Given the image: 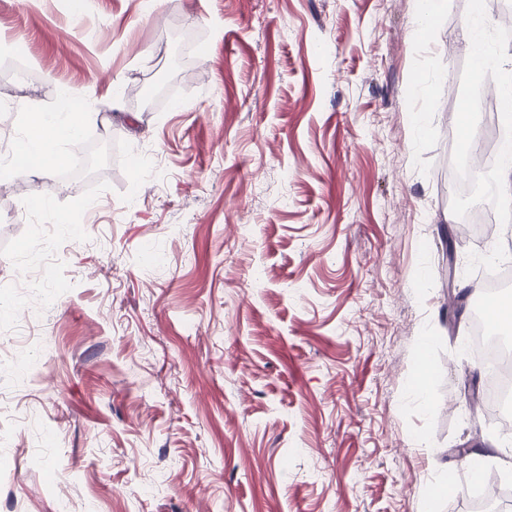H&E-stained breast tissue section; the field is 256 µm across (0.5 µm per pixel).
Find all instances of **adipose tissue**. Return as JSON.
Returning <instances> with one entry per match:
<instances>
[{
    "mask_svg": "<svg viewBox=\"0 0 512 512\" xmlns=\"http://www.w3.org/2000/svg\"><path fill=\"white\" fill-rule=\"evenodd\" d=\"M29 133L14 145V154L23 160L31 174L44 176L60 159L58 144L76 143L82 130V119L76 112H49L34 109L28 114Z\"/></svg>",
    "mask_w": 512,
    "mask_h": 512,
    "instance_id": "1",
    "label": "adipose tissue"
}]
</instances>
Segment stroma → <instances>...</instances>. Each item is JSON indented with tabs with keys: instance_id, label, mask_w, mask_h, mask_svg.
<instances>
[{
	"instance_id": "stroma-1",
	"label": "stroma",
	"mask_w": 512,
	"mask_h": 512,
	"mask_svg": "<svg viewBox=\"0 0 512 512\" xmlns=\"http://www.w3.org/2000/svg\"><path fill=\"white\" fill-rule=\"evenodd\" d=\"M473 0H0L10 139L82 95L106 173L0 171V512H477L458 237ZM33 218L16 224V210ZM427 368L425 396L416 393Z\"/></svg>"
}]
</instances>
